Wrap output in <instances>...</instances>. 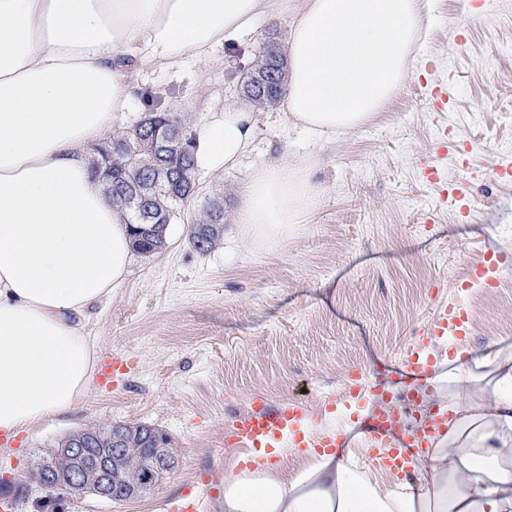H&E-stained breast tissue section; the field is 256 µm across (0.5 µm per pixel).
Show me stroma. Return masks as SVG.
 Here are the masks:
<instances>
[{"mask_svg": "<svg viewBox=\"0 0 512 512\" xmlns=\"http://www.w3.org/2000/svg\"><path fill=\"white\" fill-rule=\"evenodd\" d=\"M426 35L416 69L367 125L318 144L277 107L254 109L256 138L239 165L196 171L197 192L167 231L165 247L134 253L111 300L94 306L87 332L96 366L123 358L127 374L93 381L71 412L18 431L0 446V478L24 484L18 512H33L40 489L24 474L66 435L110 423H143L164 432L176 466L148 496L115 502L66 499V512H164L169 500L208 480L210 512L224 473L238 457L225 444L235 416L254 399L303 404L311 428L356 419L342 395L353 374L374 382V363L398 359L423 335L441 305H465L475 327L460 348L512 345V182L494 175L512 160V0H425ZM289 18L259 21L255 34L217 46L206 66L147 72L141 92L161 98L188 129L232 102L268 38L285 43ZM452 79L453 106L432 112L431 91ZM445 123L457 148L436 144ZM311 160L320 191L316 211L288 237L264 244L224 226L210 252L188 230L201 205L223 198L237 213L248 173L283 156ZM434 166L463 181L468 211L444 200ZM487 250L507 256L502 286L461 289L469 262Z\"/></svg>", "mask_w": 512, "mask_h": 512, "instance_id": "obj_1", "label": "stroma"}]
</instances>
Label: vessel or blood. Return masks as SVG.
<instances>
[{
  "label": "vessel or blood",
  "mask_w": 512,
  "mask_h": 512,
  "mask_svg": "<svg viewBox=\"0 0 512 512\" xmlns=\"http://www.w3.org/2000/svg\"><path fill=\"white\" fill-rule=\"evenodd\" d=\"M505 261L503 254L486 251L471 263L466 271L467 281H478L484 287L500 286L498 270ZM473 332V323L466 307L444 305L430 320L424 337L399 362L383 364L376 382L370 387H352L346 398L361 403L369 396L382 398V405L372 407L360 424L363 440L377 449L379 461L397 471L409 464L420 449L428 447V439L435 430L443 428L446 418L434 411L422 393L423 381L434 373L440 360L432 345L433 339L446 336L465 339ZM397 379L404 387L403 402L389 399L386 384ZM292 440L298 448H345L348 439L341 434L326 435L310 431L302 407L273 408L254 403L233 421L227 443L236 448L252 449L250 465L264 464L271 449Z\"/></svg>",
  "instance_id": "b4317fda"
}]
</instances>
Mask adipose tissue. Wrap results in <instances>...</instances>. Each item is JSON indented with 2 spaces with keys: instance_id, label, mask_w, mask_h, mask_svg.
<instances>
[{
  "instance_id": "obj_1",
  "label": "adipose tissue",
  "mask_w": 512,
  "mask_h": 512,
  "mask_svg": "<svg viewBox=\"0 0 512 512\" xmlns=\"http://www.w3.org/2000/svg\"><path fill=\"white\" fill-rule=\"evenodd\" d=\"M421 0H0V430L72 410L94 376L84 322L129 273L123 210L92 178L146 71L210 62L214 47L291 16L283 115L316 136L371 120L411 75ZM256 134L225 105L195 131V161L237 166ZM318 205L311 169H253L236 221L274 242ZM431 383L452 417L412 474L356 449L299 454L224 474V512H512V348L454 362Z\"/></svg>"
}]
</instances>
